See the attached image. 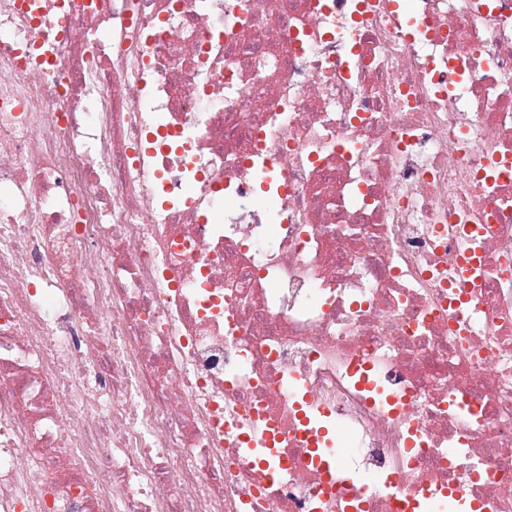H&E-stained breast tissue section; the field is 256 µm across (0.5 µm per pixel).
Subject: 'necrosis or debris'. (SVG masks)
Returning <instances> with one entry per match:
<instances>
[{
	"mask_svg": "<svg viewBox=\"0 0 512 512\" xmlns=\"http://www.w3.org/2000/svg\"><path fill=\"white\" fill-rule=\"evenodd\" d=\"M512 512V0H0V512Z\"/></svg>",
	"mask_w": 512,
	"mask_h": 512,
	"instance_id": "obj_1",
	"label": "necrosis or debris"
}]
</instances>
